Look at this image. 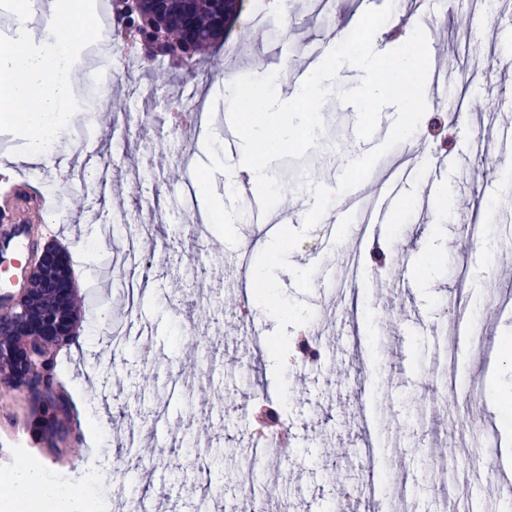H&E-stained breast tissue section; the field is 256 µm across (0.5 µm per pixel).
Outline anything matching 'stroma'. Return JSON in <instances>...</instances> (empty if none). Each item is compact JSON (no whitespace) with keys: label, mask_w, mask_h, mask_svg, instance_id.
Instances as JSON below:
<instances>
[{"label":"stroma","mask_w":512,"mask_h":512,"mask_svg":"<svg viewBox=\"0 0 512 512\" xmlns=\"http://www.w3.org/2000/svg\"><path fill=\"white\" fill-rule=\"evenodd\" d=\"M384 0H242L225 48L207 60L224 75L183 78L168 60L150 59V74L112 68L141 58V48L112 40V82L101 99L110 112L85 140L59 133L51 159L14 165L23 140L0 133V166L40 184L63 219L52 241L66 242L82 313L76 344L64 347L62 379L76 405L82 439L59 456L32 445L30 407L0 382V477L30 462L50 479L90 474L87 490L103 512H225L228 477L252 472L254 496L268 512H368L359 484L361 457L374 449L373 483L381 500L406 494L412 512H505L501 488L512 485V155L497 131L512 120V0H397L384 28L414 29L425 8L429 66L449 63L441 87L410 143L423 149V169L388 224L359 214L336 225L331 239L309 232L277 280L314 311L289 327L286 372L290 441L283 452L259 449L256 416L276 399L267 338L277 329L257 303L253 272L241 269L284 227L298 228L314 199L308 183L335 188L344 159L383 144L396 112L384 107L380 131L356 135L354 106L330 102L318 145L298 159L271 163L289 206H276L268 228L240 219L237 246L207 223L195 176L208 162L214 135L226 162L242 143L229 115L227 87L257 65L277 70L304 64L314 42L348 36L363 12ZM164 79L153 87L152 77ZM204 92L207 128L190 144L174 134L173 91ZM146 121H137L140 113ZM495 162L486 173L483 160ZM84 168L83 180L58 175ZM492 220L491 234L465 245L467 228ZM314 268L313 288L300 294L292 268ZM110 311L111 322L100 315ZM318 347L320 363L302 354ZM196 387L164 415L140 403L142 386ZM127 411L121 429L110 416ZM469 439L460 442L458 428ZM476 460L478 474L467 471Z\"/></svg>","instance_id":"1"}]
</instances>
